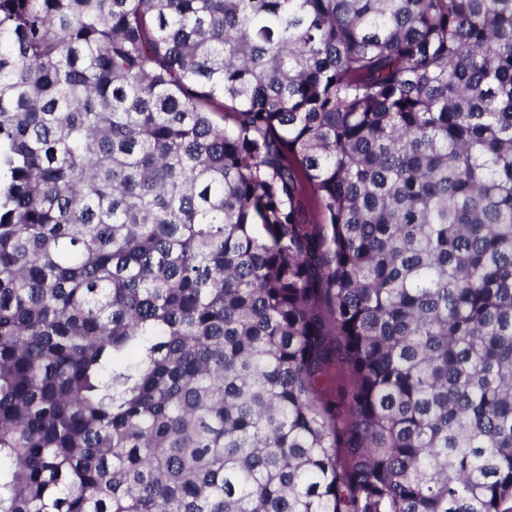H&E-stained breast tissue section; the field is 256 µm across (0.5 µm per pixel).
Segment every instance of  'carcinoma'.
Masks as SVG:
<instances>
[{"label": "carcinoma", "instance_id": "1", "mask_svg": "<svg viewBox=\"0 0 512 512\" xmlns=\"http://www.w3.org/2000/svg\"><path fill=\"white\" fill-rule=\"evenodd\" d=\"M506 499L512 0H0V512ZM347 383V374L345 370L336 365V362L329 367L327 383L324 387L325 398L329 400H338L343 388Z\"/></svg>", "mask_w": 512, "mask_h": 512}]
</instances>
